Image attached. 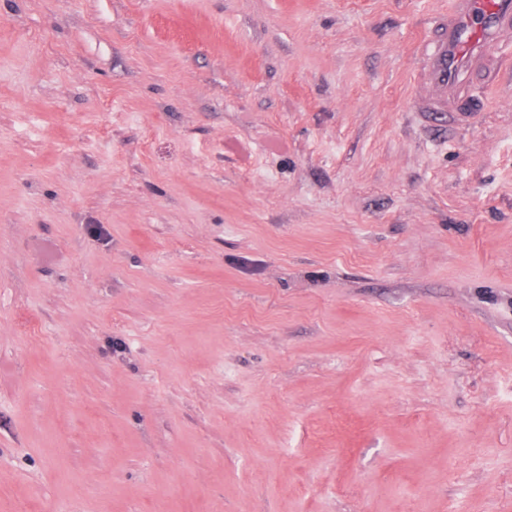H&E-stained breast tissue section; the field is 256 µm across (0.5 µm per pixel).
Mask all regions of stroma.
<instances>
[{
  "mask_svg": "<svg viewBox=\"0 0 512 512\" xmlns=\"http://www.w3.org/2000/svg\"><path fill=\"white\" fill-rule=\"evenodd\" d=\"M447 5L0 0V512H512V71L406 111Z\"/></svg>",
  "mask_w": 512,
  "mask_h": 512,
  "instance_id": "1",
  "label": "stroma"
}]
</instances>
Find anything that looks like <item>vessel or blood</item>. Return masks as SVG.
Instances as JSON below:
<instances>
[{"instance_id":"vessel-or-blood-1","label":"vessel or blood","mask_w":512,"mask_h":512,"mask_svg":"<svg viewBox=\"0 0 512 512\" xmlns=\"http://www.w3.org/2000/svg\"><path fill=\"white\" fill-rule=\"evenodd\" d=\"M410 111L435 127L469 126L476 89L512 61V0H448L415 47Z\"/></svg>"}]
</instances>
